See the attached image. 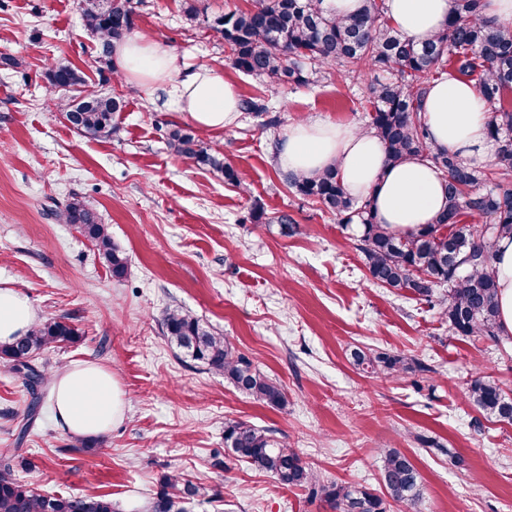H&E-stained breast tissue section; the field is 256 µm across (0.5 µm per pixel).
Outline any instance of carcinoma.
<instances>
[{"instance_id": "carcinoma-1", "label": "carcinoma", "mask_w": 512, "mask_h": 512, "mask_svg": "<svg viewBox=\"0 0 512 512\" xmlns=\"http://www.w3.org/2000/svg\"><path fill=\"white\" fill-rule=\"evenodd\" d=\"M320 3L255 0L249 9L218 17L212 28L224 41L235 70L278 85H310L316 82L318 70L329 67L351 78L373 71L387 74L369 87L367 130L383 143L390 163L411 156L429 158L445 176L448 206L432 223L402 233L378 223L369 201L347 194L333 169L311 178L290 175L288 188L319 204L341 224L359 220L358 249L374 283L394 291L407 289L427 302L446 286L441 315L454 333L499 340L498 287L490 269L500 241L512 240V187L487 183L496 176L512 175V25L486 16L484 0H458L448 25L431 40L416 44L391 26L383 0H363L361 9L343 19L325 13ZM81 11L86 28L100 39V61L110 63L115 46L133 29V0H81ZM448 71L476 81L490 106L488 137L496 150L488 168L457 152L435 151L428 143L421 102L431 83ZM46 78L52 89L63 92L57 107L74 129L90 136L112 134V121L125 108L121 97L88 88L66 64L51 66ZM239 107L257 116L268 112L258 97L241 98ZM167 145L177 155L221 173L225 182L245 187L243 173L209 152L193 131L170 129ZM463 216L471 222H462ZM59 219L74 225L91 242L112 277L125 276L128 257L112 242L110 227L96 209L75 195L59 209ZM163 325L170 344L207 370L224 375L239 392L273 407L285 403L276 380L190 312L173 308ZM79 339L74 325L51 318L13 343L0 345V362L34 391L48 382L46 369L34 363L35 356ZM351 358L363 370L385 378L408 370L429 371L401 355L372 356L355 349ZM467 393L486 415L512 422V398L496 382L477 374ZM224 445L236 460L274 475L282 484L311 489L336 512H387L386 500L366 486L321 481L299 453L282 446L269 429L230 420L224 423ZM379 455L381 483L388 496L416 506L422 484L412 460L395 448H382ZM206 495L204 487L172 475L164 478L147 509L185 512L184 501ZM0 512H115V505L108 494H42L23 482L6 459L0 464Z\"/></svg>"}]
</instances>
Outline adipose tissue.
<instances>
[{"instance_id": "ef3b65f1", "label": "adipose tissue", "mask_w": 512, "mask_h": 512, "mask_svg": "<svg viewBox=\"0 0 512 512\" xmlns=\"http://www.w3.org/2000/svg\"><path fill=\"white\" fill-rule=\"evenodd\" d=\"M392 26L417 42L445 28L457 11L456 0H386ZM129 80L153 86L165 81L176 111L205 131H221L238 117L233 83L211 69L183 70L174 54L133 35L116 49ZM433 148L480 153L487 141L489 108L473 82L448 74L435 82L423 102ZM284 170L304 177L332 167L344 190L370 199L379 223L411 231L432 223L448 203L441 173L421 156L398 165L388 163L374 134L325 121L294 125L279 146ZM499 295V328L512 335V241L502 240L492 266ZM37 310L17 289L0 285V343H10L35 324ZM55 417L77 438L107 433L122 420L127 401L110 370L78 362L55 375L51 390Z\"/></svg>"}]
</instances>
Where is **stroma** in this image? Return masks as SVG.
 I'll return each instance as SVG.
<instances>
[{
  "label": "stroma",
  "mask_w": 512,
  "mask_h": 512,
  "mask_svg": "<svg viewBox=\"0 0 512 512\" xmlns=\"http://www.w3.org/2000/svg\"><path fill=\"white\" fill-rule=\"evenodd\" d=\"M198 9L187 23L186 4ZM253 0H138L134 31L188 68L219 70L239 96H260L277 125L240 114L204 132V145L245 173L248 190L167 147L186 121L162 91H148L100 63L80 0H0V281L26 295L40 318L67 317L79 342L42 352L53 371L89 361L109 369L127 394L123 420L95 447H78L56 422L49 388L23 444L31 400L22 378L0 364V459L43 493L111 495L120 512H145L165 475L205 487L186 512H333L308 489L288 487L237 461L224 424L273 430L325 481L380 490L379 449L407 454L423 484L417 507L388 512H512V423L487 417L467 396L475 375L512 395V338L455 335L439 306L370 281L359 228L339 224L285 184L278 146L298 122L366 127L372 75L321 71L316 84L289 88L233 69L213 20ZM65 61L88 86L123 97L105 138L77 132L53 105L44 78ZM83 197L127 254L112 278L92 244L56 220ZM262 211L264 224L250 215ZM288 215L295 232L279 224ZM179 305L228 337L282 386L273 408L247 398L223 376L186 358L163 335ZM398 353L427 364L390 379L363 373L350 357ZM21 453H14V446Z\"/></svg>",
  "instance_id": "obj_1"
}]
</instances>
